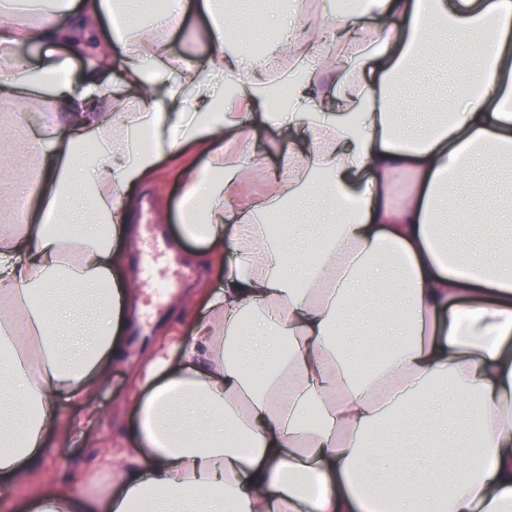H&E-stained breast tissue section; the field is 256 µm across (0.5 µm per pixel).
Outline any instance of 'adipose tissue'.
<instances>
[{
    "label": "adipose tissue",
    "mask_w": 512,
    "mask_h": 512,
    "mask_svg": "<svg viewBox=\"0 0 512 512\" xmlns=\"http://www.w3.org/2000/svg\"><path fill=\"white\" fill-rule=\"evenodd\" d=\"M143 2L0 0V495L50 467L47 425L78 432L62 404L95 415L131 316L126 191L190 153L181 230L223 253L221 284L141 372L105 490L48 481L20 512H512V264L482 246L512 206L491 194L448 235L456 188L512 158V0H200L201 60L165 48L183 0L147 28ZM242 22L278 60L227 50ZM24 43L45 51L12 69ZM444 52L469 78L409 129L397 79ZM39 99L65 118L35 132ZM257 124L288 136L275 166L249 155ZM247 179L266 192L241 216ZM290 208L313 248L271 233Z\"/></svg>",
    "instance_id": "obj_1"
}]
</instances>
